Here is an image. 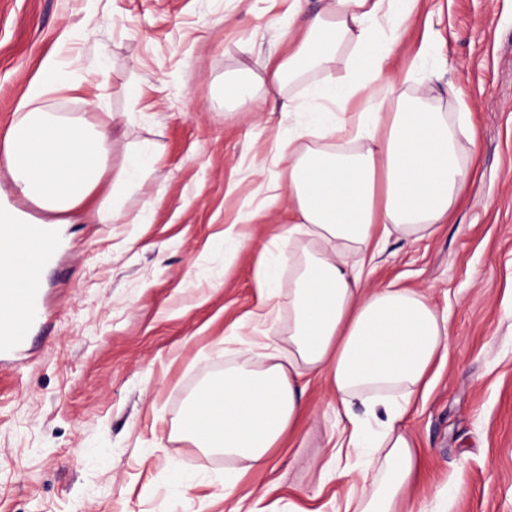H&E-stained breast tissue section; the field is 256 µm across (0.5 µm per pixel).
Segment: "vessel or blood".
<instances>
[{"instance_id":"vessel-or-blood-1","label":"vessel or blood","mask_w":512,"mask_h":512,"mask_svg":"<svg viewBox=\"0 0 512 512\" xmlns=\"http://www.w3.org/2000/svg\"><path fill=\"white\" fill-rule=\"evenodd\" d=\"M58 237L46 224H0V358L29 344L44 312L40 268L53 261ZM39 252L32 263L30 252Z\"/></svg>"}]
</instances>
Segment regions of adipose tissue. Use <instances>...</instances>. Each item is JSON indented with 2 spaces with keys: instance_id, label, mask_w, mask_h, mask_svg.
Instances as JSON below:
<instances>
[{
  "instance_id": "adipose-tissue-1",
  "label": "adipose tissue",
  "mask_w": 512,
  "mask_h": 512,
  "mask_svg": "<svg viewBox=\"0 0 512 512\" xmlns=\"http://www.w3.org/2000/svg\"><path fill=\"white\" fill-rule=\"evenodd\" d=\"M416 6L324 0L291 36L288 56L261 77L278 90L340 61L348 70L345 79L309 89L304 128L275 142L278 177L240 217L251 224L283 206L294 215L287 235L301 251L290 269L288 360L226 368L198 391L181 425L205 452L268 465L305 416V377L324 376L343 427L329 436L334 450L320 478L346 475L351 454L362 453V484L347 495L354 512H401L419 485L421 455L403 420L450 345L429 289L375 283V254L392 236L414 242L447 223L472 180L463 159L467 126L451 120L425 82L399 85L390 75ZM74 88L52 59L43 61L0 140V168L50 223L90 205L96 223L116 224L158 148L142 144L113 166L111 113L46 110V95Z\"/></svg>"
}]
</instances>
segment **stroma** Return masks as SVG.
Masks as SVG:
<instances>
[{"label":"stroma","mask_w":512,"mask_h":512,"mask_svg":"<svg viewBox=\"0 0 512 512\" xmlns=\"http://www.w3.org/2000/svg\"><path fill=\"white\" fill-rule=\"evenodd\" d=\"M289 3L0 0V135L51 57L78 90L48 96L47 109L89 113L99 102L114 113L113 165L141 142L160 147L123 222L85 211L63 225L43 274L42 326L26 354L0 362V512H227L234 472L237 495L260 496L262 512H343L346 480L318 481L335 422L323 378L268 466L203 452L180 432L189 401L225 365L270 361L249 347L262 329L247 314L262 254L283 271L294 259L280 239L288 210L241 225L247 241L231 258L224 230L276 178L274 142L303 121L282 105L301 104L305 82L252 104L225 99L224 85L287 56L281 35L301 23ZM427 34L441 60L417 74L443 68L449 112L470 105L473 183L432 235L390 238L372 275L431 288L448 318V359L404 421L423 459L410 501L422 512H512V0H420L396 80ZM233 327L238 341L225 342Z\"/></svg>","instance_id":"obj_1"}]
</instances>
